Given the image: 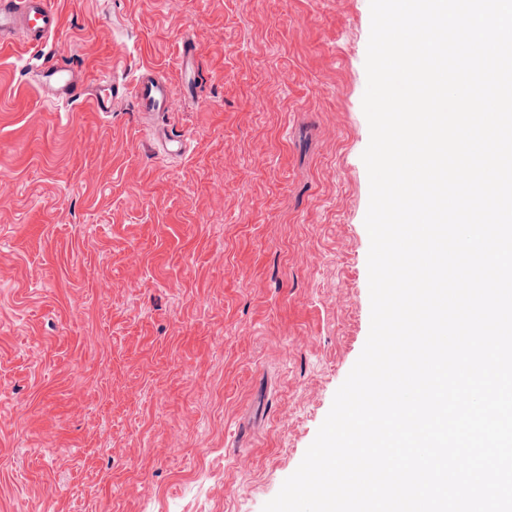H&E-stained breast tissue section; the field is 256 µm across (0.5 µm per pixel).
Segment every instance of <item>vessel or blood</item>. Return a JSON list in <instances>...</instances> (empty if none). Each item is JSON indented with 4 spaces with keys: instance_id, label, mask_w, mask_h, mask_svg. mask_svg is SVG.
<instances>
[{
    "instance_id": "1",
    "label": "vessel or blood",
    "mask_w": 512,
    "mask_h": 512,
    "mask_svg": "<svg viewBox=\"0 0 512 512\" xmlns=\"http://www.w3.org/2000/svg\"><path fill=\"white\" fill-rule=\"evenodd\" d=\"M60 16L51 0H0V47L15 43V33H22L28 45L43 44L59 29ZM38 89L57 101L89 95L95 111L107 114L124 97L132 96L137 112L143 119L169 111L173 91L165 78L156 70L146 69L133 83L119 79H103L96 91H88L85 80L66 63H54L39 73Z\"/></svg>"
}]
</instances>
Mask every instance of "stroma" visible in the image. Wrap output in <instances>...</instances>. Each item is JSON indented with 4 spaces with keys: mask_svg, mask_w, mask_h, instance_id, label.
<instances>
[{
    "mask_svg": "<svg viewBox=\"0 0 512 512\" xmlns=\"http://www.w3.org/2000/svg\"><path fill=\"white\" fill-rule=\"evenodd\" d=\"M53 3L0 50V512H262L370 330L369 0ZM57 61L165 74L185 153ZM36 86L56 101H69L87 91L85 79L64 62L44 67L38 74Z\"/></svg>",
    "mask_w": 512,
    "mask_h": 512,
    "instance_id": "obj_1",
    "label": "stroma"
}]
</instances>
